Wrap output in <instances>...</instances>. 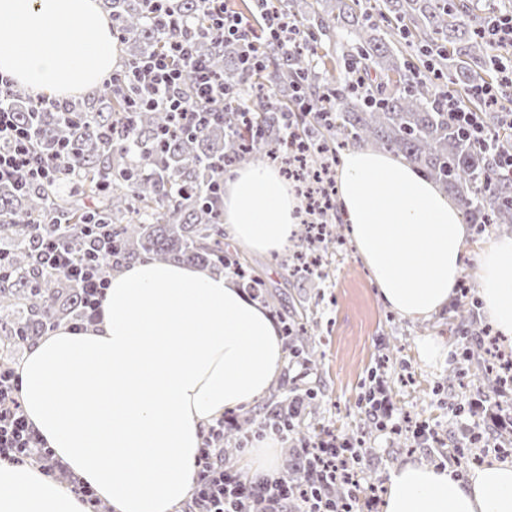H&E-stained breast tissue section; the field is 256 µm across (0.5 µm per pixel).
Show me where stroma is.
<instances>
[{
  "mask_svg": "<svg viewBox=\"0 0 512 512\" xmlns=\"http://www.w3.org/2000/svg\"><path fill=\"white\" fill-rule=\"evenodd\" d=\"M246 259L275 293L270 312L284 321L291 308L304 306L318 324L316 343L323 353L319 366L287 363L280 383L314 388L320 415L312 426L355 443L365 454L360 462L363 484L383 481L393 467L414 458L430 464L447 460V450L416 442L407 427L424 421L445 442L460 438L463 430L482 433L490 460H505L497 443L502 433L495 425L471 416L469 401L484 396L512 420V390H501L493 380L478 376L472 361L464 359L469 339L450 333L451 312L422 321L403 319L379 300L370 275L351 245L338 248L326 267L327 277L293 276L281 257L244 252ZM436 336L449 348L442 363L421 359L416 341ZM384 388L385 404L401 433L376 430L363 396L372 379Z\"/></svg>",
  "mask_w": 512,
  "mask_h": 512,
  "instance_id": "35a3bbf8",
  "label": "stroma"
}]
</instances>
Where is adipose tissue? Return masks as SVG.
<instances>
[{"mask_svg": "<svg viewBox=\"0 0 512 512\" xmlns=\"http://www.w3.org/2000/svg\"><path fill=\"white\" fill-rule=\"evenodd\" d=\"M93 35L82 51L77 34ZM119 50L97 0H0V73L31 93L74 96L110 73ZM337 217L384 304L415 320L442 311L474 274L485 317L512 339V237L491 236L468 266L459 209L390 153L343 152ZM224 236L283 254L300 197L262 161L224 175ZM283 340L232 278L144 258L113 275L100 322L58 327L19 368L29 421L57 459L115 512H174L189 494L203 424L253 405L278 379ZM382 512H512V462L457 475L410 460L389 471ZM0 512H86L34 466L0 461Z\"/></svg>", "mask_w": 512, "mask_h": 512, "instance_id": "1", "label": "adipose tissue"}]
</instances>
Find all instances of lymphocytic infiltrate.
<instances>
[{
    "label": "lymphocytic infiltrate",
    "instance_id": "f902f5d3",
    "mask_svg": "<svg viewBox=\"0 0 512 512\" xmlns=\"http://www.w3.org/2000/svg\"><path fill=\"white\" fill-rule=\"evenodd\" d=\"M205 3L211 31L217 40L240 45L247 63L259 66L261 60L253 51L254 26L225 12L224 0H205ZM257 7L258 26L267 40L282 52H292L299 44L295 25L275 10L272 0H257ZM147 10L164 38L161 50L145 56L132 69L113 70L106 83L135 86L138 93L130 102L132 109L160 106L171 112L176 127H200L204 120L200 105L223 102L227 95L224 81L214 74L208 59L198 55L193 40L167 39L168 22L162 14L161 0H149ZM483 35L508 51L497 63L498 85L486 84L476 90L485 108L492 110L498 104L499 84H512V17L492 21ZM14 86V79L0 74V183L24 186L46 182L74 187V145L63 142L55 150L40 151L35 125L19 120L12 105ZM448 112L470 145L491 148L497 166L512 171V144L490 138L479 113L453 100L448 103ZM35 240L31 252L33 267L66 273L80 292L81 325L98 321L101 302L110 284L102 261L112 253L111 233L89 234L87 257L79 265L60 242L40 234ZM21 387L17 368L0 367V460L39 463L46 475H53L48 461L54 453L28 421L21 402ZM223 437V420H215L203 429L193 486L180 512H357L358 506L368 510L373 506L372 500L359 497L358 483L350 473L356 451L350 446L339 447L323 437L308 441L304 451L309 471L300 483L275 474L246 480L240 470L227 464L223 452L217 450L216 443ZM340 478L349 486L343 495L336 492V481Z\"/></svg>",
    "mask_w": 512,
    "mask_h": 512
}]
</instances>
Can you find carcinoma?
I'll list each match as a JSON object with an SVG mask.
<instances>
[{
	"instance_id": "carcinoma-1",
	"label": "carcinoma",
	"mask_w": 512,
	"mask_h": 512,
	"mask_svg": "<svg viewBox=\"0 0 512 512\" xmlns=\"http://www.w3.org/2000/svg\"><path fill=\"white\" fill-rule=\"evenodd\" d=\"M387 22L380 28L358 0H278V10L314 41L288 55L258 45L262 68L242 64L236 45L213 42L203 0L165 3L175 38L192 37L231 94L223 120L197 131H172L165 150L159 132L172 126L162 108L132 112L131 89L103 86L70 103L71 124L53 109L41 112L39 147L50 151L60 139L78 150L76 186L62 193L50 184L22 190L0 184V246L6 272L0 276V364L16 360L18 348L42 336L47 326L80 315L77 288L62 273L29 264L35 223L47 212L67 219L63 236L83 254L86 222L112 230L116 272L143 255L162 263L202 264L232 270L256 299H273L247 262L224 246L222 203L210 185L224 169L261 153L268 161L281 148L280 116L288 114L298 134L320 142L332 155L350 144L386 150L408 162L452 194L467 224H497L512 231V178H501L493 154L476 149L452 122L446 99L483 111L473 90L496 79L491 44L472 24L467 0H383ZM121 34L124 63L159 49L155 26L141 0H104ZM354 70L364 83L355 89ZM128 123L132 140L112 148L103 140ZM314 323L294 310L284 335L299 358L314 365L308 341ZM303 400L301 417L319 406L313 390L280 388L277 408L288 397ZM258 424L234 421L224 433V454Z\"/></svg>"
}]
</instances>
